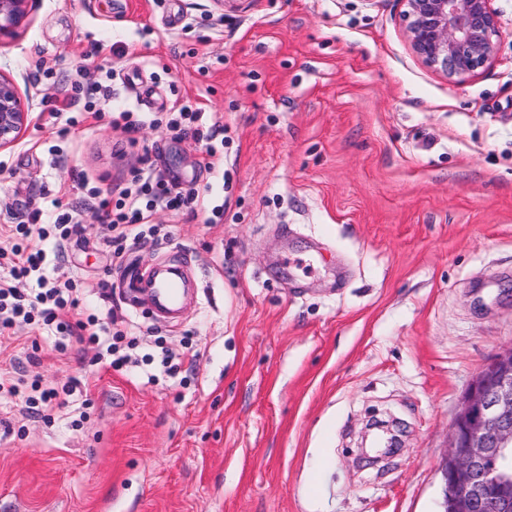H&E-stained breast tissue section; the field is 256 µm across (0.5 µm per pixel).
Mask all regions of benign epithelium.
<instances>
[{
	"instance_id": "1",
	"label": "benign epithelium",
	"mask_w": 512,
	"mask_h": 512,
	"mask_svg": "<svg viewBox=\"0 0 512 512\" xmlns=\"http://www.w3.org/2000/svg\"><path fill=\"white\" fill-rule=\"evenodd\" d=\"M411 49L462 81L490 63L500 37L493 0H401ZM33 0H0V39L15 36ZM32 99L0 75V149L30 121ZM444 512H512V343L475 376L448 431Z\"/></svg>"
}]
</instances>
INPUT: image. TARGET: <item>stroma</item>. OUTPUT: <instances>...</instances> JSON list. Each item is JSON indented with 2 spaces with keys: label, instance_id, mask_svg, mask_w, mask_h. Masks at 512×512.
Wrapping results in <instances>:
<instances>
[{
  "label": "stroma",
  "instance_id": "35a3bbf8",
  "mask_svg": "<svg viewBox=\"0 0 512 512\" xmlns=\"http://www.w3.org/2000/svg\"><path fill=\"white\" fill-rule=\"evenodd\" d=\"M493 6L497 55L459 83L415 56L400 0H34L0 42L33 98L0 150V226L150 166L207 209L156 212L126 255L191 254L205 292L175 327L132 313L82 213L53 274L151 361L115 371L28 324L0 341V374L88 399L77 426L0 406V512H442L448 428L512 343V0ZM95 83L100 119L52 118L56 88ZM182 101L223 126V177L192 131L109 125ZM287 256L310 271L283 279ZM375 419L399 447L371 464Z\"/></svg>",
  "mask_w": 512,
  "mask_h": 512
}]
</instances>
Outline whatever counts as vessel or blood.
Wrapping results in <instances>:
<instances>
[{
    "mask_svg": "<svg viewBox=\"0 0 512 512\" xmlns=\"http://www.w3.org/2000/svg\"><path fill=\"white\" fill-rule=\"evenodd\" d=\"M194 274L187 263L162 264L150 274L127 264L122 276L123 298L131 310L146 304L163 316L165 325L175 324L182 310L185 280Z\"/></svg>",
    "mask_w": 512,
    "mask_h": 512,
    "instance_id": "b4317fda",
    "label": "vessel or blood"
}]
</instances>
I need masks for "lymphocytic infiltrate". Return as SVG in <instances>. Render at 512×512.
Instances as JSON below:
<instances>
[{
	"label": "lymphocytic infiltrate",
	"mask_w": 512,
	"mask_h": 512,
	"mask_svg": "<svg viewBox=\"0 0 512 512\" xmlns=\"http://www.w3.org/2000/svg\"><path fill=\"white\" fill-rule=\"evenodd\" d=\"M174 115L166 126L173 131L182 127L193 128L202 143L200 168L220 174L224 171V153L218 143L223 126L209 125L201 109L189 104L174 106ZM199 203L195 192L184 193L154 172L138 176L118 195L92 191L83 197L81 208L92 210L97 221L106 227L103 245L113 257H121L128 241L144 238V228L154 211L166 209L180 212ZM80 224L75 211L58 209L53 223L42 221L41 211L28 212L25 219L15 226V242L11 247V285L0 286V338L8 337L16 323L39 324L53 329L55 346L67 351L75 343L97 349L108 359L110 367L119 369L131 361V348L127 331L112 330L98 314L87 312L81 305L80 291L75 281L64 282L45 274L47 254L43 248L46 240H53L57 250H64L68 240L77 235ZM27 281L28 289H18L20 281ZM76 385L57 388L41 380L25 382L24 379L0 378V394L21 397L28 414L38 416L48 410H78Z\"/></svg>",
	"instance_id": "f902f5d3"
}]
</instances>
